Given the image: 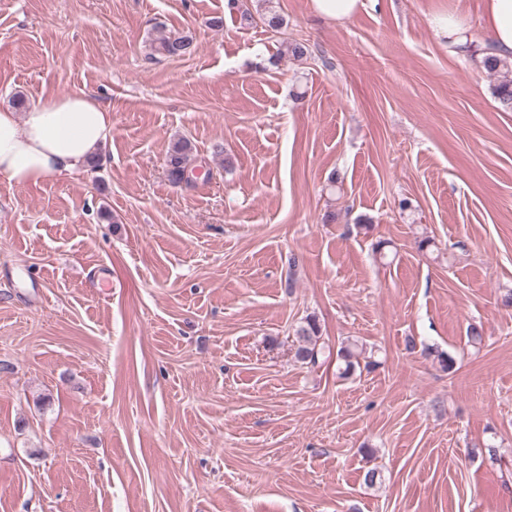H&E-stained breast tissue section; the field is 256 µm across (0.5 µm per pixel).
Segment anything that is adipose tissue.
I'll return each instance as SVG.
<instances>
[{"label":"adipose tissue","instance_id":"1","mask_svg":"<svg viewBox=\"0 0 512 512\" xmlns=\"http://www.w3.org/2000/svg\"><path fill=\"white\" fill-rule=\"evenodd\" d=\"M488 39L496 56L512 59V0H488ZM112 130L107 106L75 92L16 112L0 109V177L37 184L83 169L100 156Z\"/></svg>","mask_w":512,"mask_h":512}]
</instances>
